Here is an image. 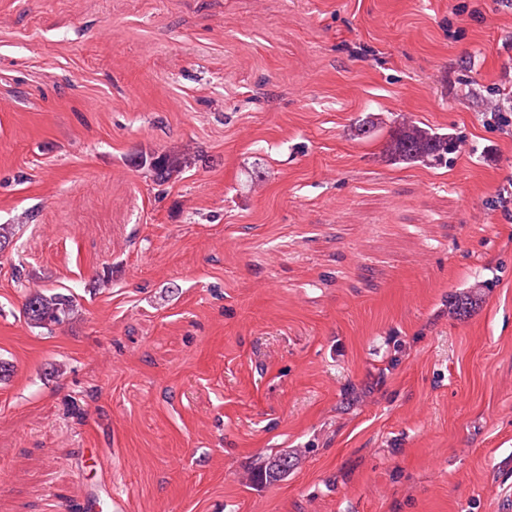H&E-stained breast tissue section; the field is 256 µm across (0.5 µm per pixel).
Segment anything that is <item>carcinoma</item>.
Returning <instances> with one entry per match:
<instances>
[{
  "mask_svg": "<svg viewBox=\"0 0 512 512\" xmlns=\"http://www.w3.org/2000/svg\"><path fill=\"white\" fill-rule=\"evenodd\" d=\"M453 148V138L415 123H402L396 128L386 151L392 159L410 164H445ZM185 161L168 153H157L150 157L148 166L156 179L165 181L179 173ZM74 313L72 296L64 293L46 294L35 291L25 298L23 314L36 326L59 325ZM292 467V456L282 450L260 460L253 472V481L258 484L280 481L288 476Z\"/></svg>",
  "mask_w": 512,
  "mask_h": 512,
  "instance_id": "cac0c4a2",
  "label": "carcinoma"
}]
</instances>
